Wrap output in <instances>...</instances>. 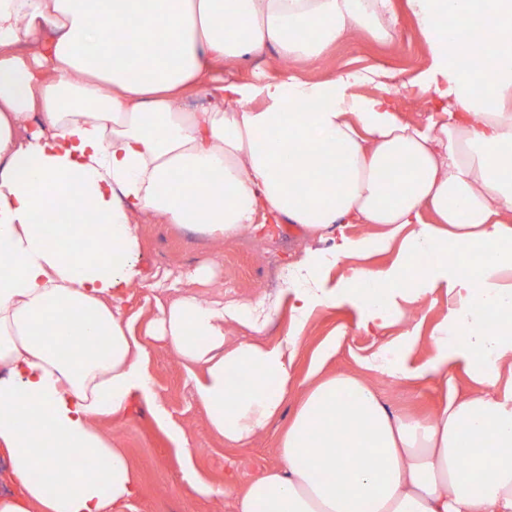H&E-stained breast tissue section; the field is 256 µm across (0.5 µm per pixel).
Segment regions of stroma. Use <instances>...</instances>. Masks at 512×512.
Instances as JSON below:
<instances>
[{"mask_svg": "<svg viewBox=\"0 0 512 512\" xmlns=\"http://www.w3.org/2000/svg\"><path fill=\"white\" fill-rule=\"evenodd\" d=\"M430 51L415 22L402 16L398 36L393 43L382 44L362 36H353L327 52L320 60L306 65L282 66L275 51L231 69L213 68V78L252 82L264 78L305 80L334 76L337 70H380L386 73L384 84L358 87V94L377 97L384 89H398L403 83L428 68ZM373 224H351L344 236L359 239L379 234ZM140 245L137 283L117 289L122 317L147 350L146 364L153 379L154 403L133 398L123 418L104 419L98 426L114 437L126 452L139 480V494L124 512H234L233 501L244 483L278 466L277 438L287 426L298 396L315 366L324 371L364 372L365 364L386 344L404 351L410 370L428 365L435 355V338L452 303L447 289H434L419 304L407 309L400 320L392 322L376 335L360 326L361 312L348 299L314 309L303 321H295L288 292V267L298 261L304 250L330 252L340 236L308 242L292 231L273 237L256 236V250L243 248L242 238L217 240L175 224L154 220L140 221L136 228ZM398 256L397 247L352 255L328 265L323 275L328 284L338 283L353 267L385 269ZM213 271L210 281L195 284V293L203 299L222 297L225 303L250 304L264 301L271 319L260 339L270 346L298 333L291 381L284 396V409L261 436L251 443L233 447L210 431L204 408L193 390L202 373L186 367L173 349L154 336L160 311L180 294L188 274L200 266ZM483 367L470 361L455 365L447 379L426 384L412 378L374 373L370 380L380 396L394 409L421 416L432 414L442 395L459 396L474 390ZM165 410L157 420L154 405ZM179 429L189 444L181 450L173 440L172 429ZM222 488L219 498L198 495L196 483Z\"/></svg>", "mask_w": 512, "mask_h": 512, "instance_id": "35a3bbf8", "label": "stroma"}]
</instances>
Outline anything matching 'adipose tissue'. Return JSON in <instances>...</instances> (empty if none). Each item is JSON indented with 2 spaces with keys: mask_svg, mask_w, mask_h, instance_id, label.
Returning <instances> with one entry per match:
<instances>
[{
  "mask_svg": "<svg viewBox=\"0 0 512 512\" xmlns=\"http://www.w3.org/2000/svg\"><path fill=\"white\" fill-rule=\"evenodd\" d=\"M405 6L431 51L412 95L442 112L426 125L402 122L391 96L357 95L358 71L207 78L215 62L270 48L293 65L350 35L393 42L394 0H0V481L16 489L0 512H108L138 494L96 423L151 397L144 349L115 301L138 278L135 228L147 216L224 240L269 223L305 239L377 225L380 237L341 238L333 257L304 254L289 286L296 318L342 294L379 332L444 284L455 303L414 376L447 377L459 359L485 367L482 390L426 418L391 410L357 373L318 378L279 439L280 466L246 482L236 512H512V398L488 391L512 368V289L500 282L512 272V0ZM236 13L245 22L231 34ZM474 20L494 34L477 60L461 36ZM191 96L206 106L188 109ZM85 213L92 223H70ZM398 238L388 269L351 270L334 288L320 280L329 259ZM269 318L263 302L187 290L155 324L203 370L196 398L229 445L282 410L291 347L227 342V323L259 333ZM64 336L81 342L61 352ZM243 370L250 383L232 386Z\"/></svg>",
  "mask_w": 512,
  "mask_h": 512,
  "instance_id": "ef3b65f1",
  "label": "adipose tissue"
}]
</instances>
